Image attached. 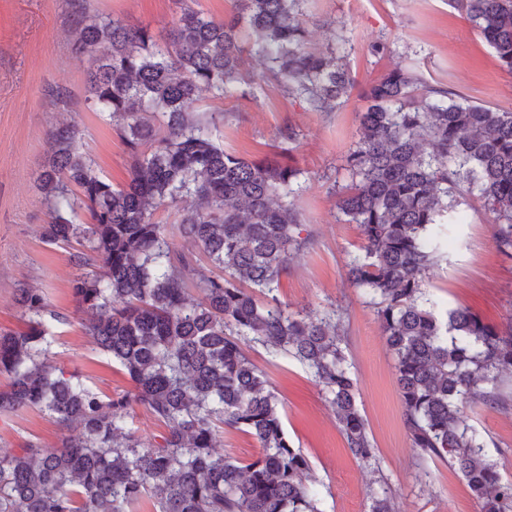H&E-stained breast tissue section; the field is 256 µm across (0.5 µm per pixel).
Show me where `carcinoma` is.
Returning <instances> with one entry per match:
<instances>
[{
  "mask_svg": "<svg viewBox=\"0 0 512 512\" xmlns=\"http://www.w3.org/2000/svg\"><path fill=\"white\" fill-rule=\"evenodd\" d=\"M304 2L240 0L224 20L186 7L161 40L68 0L75 52L89 62L86 102L118 131L130 181L116 188L100 173L78 125L52 128L38 179L43 235L79 245L70 261L81 270L72 291L83 327L133 391L104 399L78 376L55 373L47 332L64 317L41 289L20 288L25 328L0 330V375L10 378L0 416L39 409L80 435L1 453L0 512H136L147 497L155 512H321L310 462L288 439L270 379L243 339L306 366L347 448L375 460L334 315L292 311L279 298L291 256L307 244L290 201L301 170L224 150L214 137L224 113L195 108L203 90L219 100L247 94L238 82L248 52L313 109L335 111L350 80L336 49H309ZM448 3L512 75V0ZM419 84L396 68L367 92L351 181L336 202L362 235L346 276L376 309L421 459L459 472L480 512H512V481L463 414L466 405L509 406L500 383L512 374V327L502 332L463 308L441 317L425 299L461 188L484 202L498 248L512 254V112ZM172 206L181 207L176 223L156 220ZM177 237L200 254L178 249ZM135 404L164 425L160 441L145 445L128 429ZM220 428L252 436L258 455L215 453Z\"/></svg>",
  "mask_w": 512,
  "mask_h": 512,
  "instance_id": "1",
  "label": "carcinoma"
}]
</instances>
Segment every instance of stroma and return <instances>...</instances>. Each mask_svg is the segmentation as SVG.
Listing matches in <instances>:
<instances>
[{"mask_svg": "<svg viewBox=\"0 0 512 512\" xmlns=\"http://www.w3.org/2000/svg\"><path fill=\"white\" fill-rule=\"evenodd\" d=\"M92 11L147 25L167 37L182 9L190 6L221 20L237 12L236 0H89ZM310 48L345 45L344 63L353 88L336 111H314L288 95L282 82L254 59L243 69L253 78L247 98L199 105L223 110L218 141L225 150L250 160L270 158L298 167L302 188L295 204L308 237L281 280L280 298L292 309L336 312L342 346L357 380V405L376 448L366 465L353 457L332 409L298 361L264 348L249 349L265 370L284 413L293 446L310 460L319 480L322 512H369V495L387 491L397 512H478L462 476L446 462L421 463L404 426L395 362L374 307L350 287L345 264L359 254L357 225L342 221L337 193L347 184L346 157L358 140L363 94L388 71L407 67L422 85L453 88L471 102L512 112V75L502 70L486 40L464 12L448 0H306ZM72 17L67 0H0V329L23 327L15 304L22 284L44 289L52 308L65 315L50 328V360L105 394L130 391L132 384L87 336L75 313L72 283L78 275L69 247L46 243L47 208L38 176L49 145L50 128L78 121L82 146L102 175L124 186L131 161L115 127L85 101L87 60L71 51ZM384 44L374 53L375 44ZM67 89L74 112L56 107L48 88ZM294 129L295 141L283 137ZM467 221L451 225L442 258L425 275L428 304L436 313L467 308L485 322H512V258L496 244L497 226L482 202L458 195ZM468 422L486 440L485 454L512 479V408L468 410ZM67 433L44 412L28 409L0 416V452L32 441L60 445Z\"/></svg>", "mask_w": 512, "mask_h": 512, "instance_id": "1", "label": "stroma"}]
</instances>
